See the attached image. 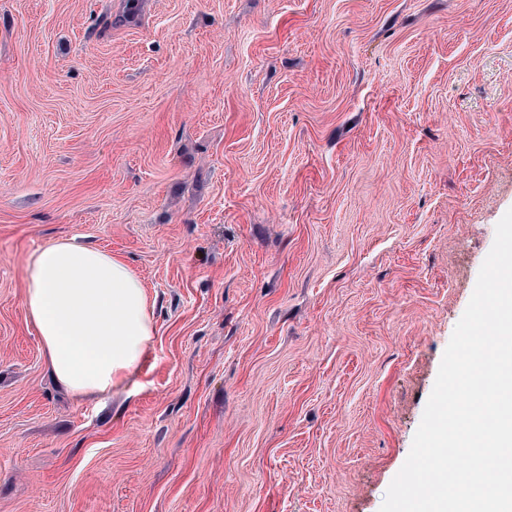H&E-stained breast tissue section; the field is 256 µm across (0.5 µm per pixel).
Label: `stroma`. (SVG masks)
Returning a JSON list of instances; mask_svg holds the SVG:
<instances>
[{
    "label": "stroma",
    "mask_w": 512,
    "mask_h": 512,
    "mask_svg": "<svg viewBox=\"0 0 512 512\" xmlns=\"http://www.w3.org/2000/svg\"><path fill=\"white\" fill-rule=\"evenodd\" d=\"M512 208V0H0V512H379ZM155 301L52 379L24 260ZM24 306L56 381L74 397L127 387L147 359L153 302L135 272L109 252L52 241L24 263Z\"/></svg>",
    "instance_id": "obj_1"
}]
</instances>
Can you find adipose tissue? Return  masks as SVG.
Returning <instances> with one entry per match:
<instances>
[{
	"mask_svg": "<svg viewBox=\"0 0 512 512\" xmlns=\"http://www.w3.org/2000/svg\"><path fill=\"white\" fill-rule=\"evenodd\" d=\"M24 306L46 361L74 397L127 387L154 336L148 289L119 257L71 239L52 241L24 263Z\"/></svg>",
	"mask_w": 512,
	"mask_h": 512,
	"instance_id": "1",
	"label": "adipose tissue"
}]
</instances>
